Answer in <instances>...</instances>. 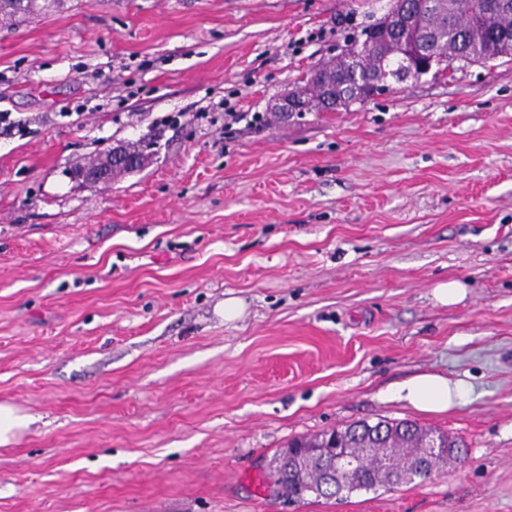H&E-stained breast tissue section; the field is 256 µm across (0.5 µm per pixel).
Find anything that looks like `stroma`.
<instances>
[{"label":"stroma","instance_id":"35a3bbf8","mask_svg":"<svg viewBox=\"0 0 512 512\" xmlns=\"http://www.w3.org/2000/svg\"><path fill=\"white\" fill-rule=\"evenodd\" d=\"M385 7L35 0L0 19V403L36 418L0 446V512H512V60L272 117ZM140 140L143 169L73 179ZM455 280L465 299L437 303ZM423 373L469 391L444 413L394 397ZM360 420L468 454L337 499L266 485L293 438ZM465 288V285L458 281L442 282L434 287L433 296L442 305L457 303L464 299Z\"/></svg>","mask_w":512,"mask_h":512}]
</instances>
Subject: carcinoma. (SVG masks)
Masks as SVG:
<instances>
[{
    "label": "carcinoma",
    "mask_w": 512,
    "mask_h": 512,
    "mask_svg": "<svg viewBox=\"0 0 512 512\" xmlns=\"http://www.w3.org/2000/svg\"><path fill=\"white\" fill-rule=\"evenodd\" d=\"M428 22L437 25L439 44L438 54L444 69L454 68L459 63L464 66L500 58H512V0H499L500 7L490 14V24L482 27L480 18L487 11L490 0H428ZM34 0H0V12L14 16L32 8ZM357 41L346 46L343 53L323 63L302 79L299 89L306 97L320 105V89L329 88L336 96V106L348 109L355 102L367 100L366 89L375 84L387 87L388 80L397 81L405 72L404 54L409 41L392 35L391 31L379 33L367 51L362 67L351 69L350 57L356 54ZM383 436L371 437L355 422L340 429H332L310 437L294 440L289 448L274 456L268 465L266 479L277 489V493L287 501L299 502L308 494L332 498L335 491L321 489L326 462L315 455L311 460L297 462V457L305 456L318 448L325 447L332 440L358 453L367 445L376 448L374 455L364 459L361 469L343 478L341 489L350 494L355 490H370L376 487H393L399 479L393 478L390 468L383 464L391 462L426 461L425 468L414 473L421 479H428L440 465L461 460L467 444L458 436L425 428L414 421H385ZM436 436L442 445L457 449L455 457L439 453L426 460L423 457V441Z\"/></svg>",
    "instance_id": "carcinoma-1"
}]
</instances>
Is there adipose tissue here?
Instances as JSON below:
<instances>
[{
	"instance_id": "ef3b65f1",
	"label": "adipose tissue",
	"mask_w": 512,
	"mask_h": 512,
	"mask_svg": "<svg viewBox=\"0 0 512 512\" xmlns=\"http://www.w3.org/2000/svg\"><path fill=\"white\" fill-rule=\"evenodd\" d=\"M465 382L449 380L439 374H422L396 386L395 396L422 412H445L467 392Z\"/></svg>"
}]
</instances>
